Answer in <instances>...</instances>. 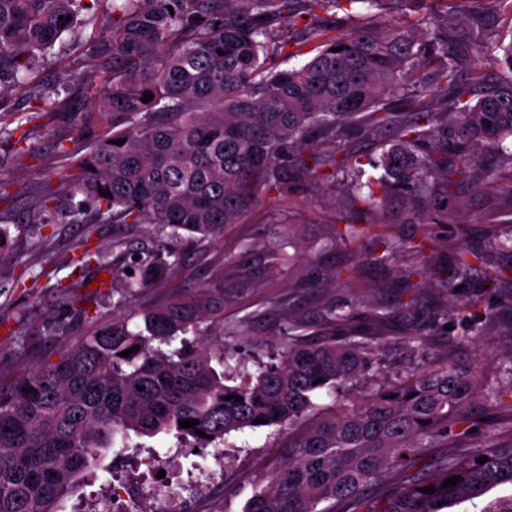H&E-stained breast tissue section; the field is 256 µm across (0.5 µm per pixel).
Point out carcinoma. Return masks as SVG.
Returning a JSON list of instances; mask_svg holds the SVG:
<instances>
[{"mask_svg": "<svg viewBox=\"0 0 512 512\" xmlns=\"http://www.w3.org/2000/svg\"><path fill=\"white\" fill-rule=\"evenodd\" d=\"M99 2L0 0V93L19 83L63 33L95 16ZM454 2L476 16L491 2L512 12V0ZM353 4L391 19L330 38L311 23L317 9ZM449 20L445 0H118L112 34L92 38L86 60L85 109L100 115L105 130L78 160L82 176L69 187L70 197L83 196L91 210L72 204L62 217L77 224H149L161 237L220 238L271 193L286 197L339 179L364 205L368 223L399 188L412 197L406 223L449 222L448 200L457 187L483 189L499 169H512V79L477 91L461 83ZM467 39L482 54L502 53L512 69V41L488 37L480 23ZM302 50L308 58L300 67L273 65ZM400 90L412 98L409 112L392 110ZM438 92L450 96V108L433 105ZM146 94L153 98L144 103ZM383 128L395 137L380 144L379 158L362 162L355 140ZM117 139L125 143L114 144ZM484 152L493 165L482 163ZM56 199L57 191L44 187L36 203L42 223L59 215L50 205ZM427 240L426 232L415 245L390 240L375 261L386 265L401 252L421 253ZM285 248L271 251L268 261L293 268L296 259ZM501 252L512 253V231L493 233L483 251L458 241L448 265L429 261L428 277L451 292L472 279L475 262L486 265ZM136 264L119 308H127L135 289L166 279L178 259L140 257ZM413 274L411 267L402 270L408 298L368 305L371 331L352 326L357 308L350 301L325 309L330 332L296 334L288 320L280 362L253 384L224 383L215 368L228 360L223 338L196 345L187 338L205 322L224 329L222 280L138 310L137 329L125 316L113 318L58 360L0 384V512H60L103 452L132 432H163L205 448L231 432L303 427L288 438L268 470L267 487L253 493L243 512H337L339 504L347 512H443L450 501L512 486V442L469 443L485 432L478 398L512 408V379L482 394L475 371L449 360L392 388L346 394L378 349L374 330L417 309ZM496 322L487 313L455 342L473 344ZM396 340L427 348L417 328ZM134 346L139 350L119 356ZM324 393L338 409L319 411L316 400ZM195 419L192 428L179 426ZM439 442L454 451L388 487L390 472L410 470ZM484 456L487 462H476ZM453 477L459 483L442 487ZM385 486V496L370 497ZM426 487L435 492H423Z\"/></svg>", "mask_w": 512, "mask_h": 512, "instance_id": "1", "label": "carcinoma"}]
</instances>
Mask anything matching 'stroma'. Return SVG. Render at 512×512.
Returning a JSON list of instances; mask_svg holds the SVG:
<instances>
[{
    "label": "stroma",
    "mask_w": 512,
    "mask_h": 512,
    "mask_svg": "<svg viewBox=\"0 0 512 512\" xmlns=\"http://www.w3.org/2000/svg\"><path fill=\"white\" fill-rule=\"evenodd\" d=\"M103 16L64 33L52 53L21 84L0 97V111L15 118V143L0 145V182L8 195L0 199V220L8 223L9 253L0 263V324L9 333L0 338V383L11 384L116 316L115 303L134 269V255H180L181 262L165 284L137 289L131 304L141 308L163 302L169 291L195 288L204 279H224V345L242 352L241 379H256L263 366L276 362L289 320L306 331L317 328L324 308L339 298L360 304L393 299L402 288V269L412 255L401 253L387 266L374 257L385 240L412 239L417 225L401 216L408 195L390 194L375 224L363 227L360 237L345 246L331 245L338 215L357 211L343 186L328 189L311 185L288 197L275 195L243 223L229 225L222 238L181 235L160 239L146 228L124 230L116 224H36L29 217L44 186L60 193L58 204L68 209L69 184L78 172L76 163L104 130L101 119L80 111L82 77L90 39L105 32ZM473 27L468 14L453 18L454 45L463 58L465 82L480 74L510 78L512 70L496 59L470 49L462 36ZM49 96L55 109L35 112L37 97ZM65 152H57L56 143ZM466 200L459 223L430 225L435 250L447 257L458 238L481 248L490 228L512 230V208L496 201L495 191L461 188ZM126 236L129 253L113 249L117 236ZM289 243L291 253H302L300 269L271 272L255 261L261 252ZM94 257L87 274H78L85 251ZM512 268V254L495 258L494 267L481 268L462 290L447 294L425 277L413 276L417 286V326L426 335L428 353L396 344L408 332L406 321L384 327L389 340L380 344L374 364L360 384L361 390L384 388L406 379L412 370L454 359L474 365L481 386L504 382V368L512 358V292L491 291L487 279L495 266ZM353 268L347 283L331 282L332 272ZM106 283H98L101 274ZM70 287L76 310L63 312L57 305L59 289ZM442 312L432 321L433 309ZM490 310L497 325L472 345L453 341L469 315ZM288 441L287 430L265 428L228 435L225 441L193 450L179 446L170 434L153 438L134 436L126 449H109L64 503L62 512H170L175 500L189 501L193 512H242L253 491L266 484L265 475L279 460Z\"/></svg>",
    "instance_id": "obj_1"
}]
</instances>
